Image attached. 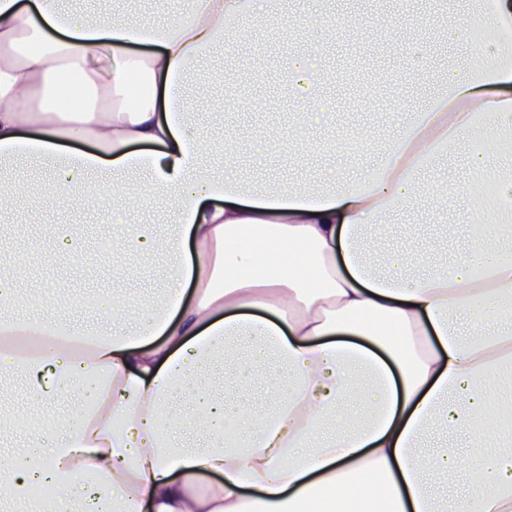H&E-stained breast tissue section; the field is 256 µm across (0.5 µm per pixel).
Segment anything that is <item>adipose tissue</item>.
Instances as JSON below:
<instances>
[{
    "mask_svg": "<svg viewBox=\"0 0 512 512\" xmlns=\"http://www.w3.org/2000/svg\"><path fill=\"white\" fill-rule=\"evenodd\" d=\"M280 0H190L164 23L80 21L62 0H0V208L107 196L167 213V283L106 293V329L19 309L0 264V373L36 370L68 419L0 451V497L50 492L41 512H512V0L429 21L475 63L440 90L356 182L245 183L235 140L197 133L182 93L213 49L248 48ZM77 107H65L71 92ZM462 149L466 182L440 198L471 219L451 263L408 276V247L375 231L426 210L421 177ZM50 162L47 189L24 159ZM146 225L112 254L153 261ZM105 372L107 386L87 379ZM462 433L465 452L418 453ZM466 495L438 497L437 481Z\"/></svg>",
    "mask_w": 512,
    "mask_h": 512,
    "instance_id": "ef3b65f1",
    "label": "adipose tissue"
}]
</instances>
